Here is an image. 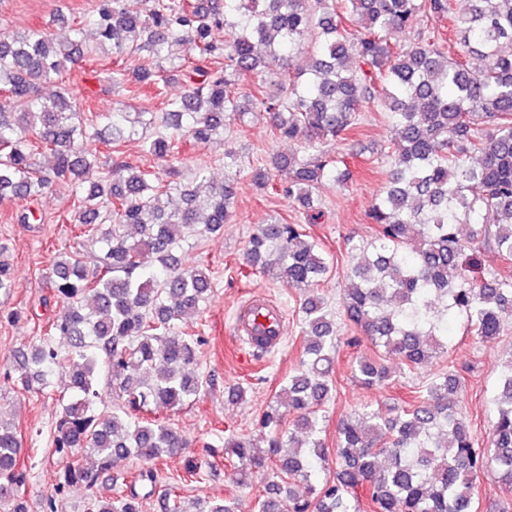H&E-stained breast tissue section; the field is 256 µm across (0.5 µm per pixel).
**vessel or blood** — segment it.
<instances>
[{
    "label": "vessel or blood",
    "mask_w": 512,
    "mask_h": 512,
    "mask_svg": "<svg viewBox=\"0 0 512 512\" xmlns=\"http://www.w3.org/2000/svg\"><path fill=\"white\" fill-rule=\"evenodd\" d=\"M235 328L240 340L252 354H265L279 348L283 342L284 315L278 306L257 292L238 312Z\"/></svg>",
    "instance_id": "1"
}]
</instances>
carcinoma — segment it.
I'll return each instance as SVG.
<instances>
[{"label": "carcinoma", "mask_w": 512, "mask_h": 512, "mask_svg": "<svg viewBox=\"0 0 512 512\" xmlns=\"http://www.w3.org/2000/svg\"><path fill=\"white\" fill-rule=\"evenodd\" d=\"M424 15L449 19L456 54L421 36L391 41ZM90 26L98 47L126 58L102 77L107 89L154 88L178 77L188 89L148 119L118 106L87 114L63 81L68 64L84 56L82 29L66 42L45 29L0 36V200H36L57 182L74 183L75 238L103 253L93 273L76 254L55 258L50 279L62 308L8 376L42 393L56 375L68 378L53 428L61 468L51 512L78 484L86 512H142L135 491L99 495V474L134 459L133 481L155 484L160 462L185 440L153 410H177L212 385L194 370L201 339L181 330L202 312L211 278L205 267L181 266L173 251L193 232L220 234L235 188L213 186L201 205L175 176L184 139L206 144L231 121L246 125L248 113L231 91L241 82L264 107L274 137L296 143L292 153L251 168V180L288 199L307 224L322 216L313 191L350 176L326 144L355 129L371 102L398 130L381 152L388 169L369 213L375 237L347 239L361 261L347 272L343 314L361 332L355 340L373 349L353 361L361 385L392 384L445 356L450 320L480 343L503 335L512 274L484 272L482 257L492 250L512 263V0H155L145 16L137 0H99ZM304 52L309 65L293 71L294 55ZM473 56L481 68L472 67ZM290 72L288 83L267 93L270 78ZM46 84L56 87L49 96ZM137 135L169 163L170 179L114 160L99 181L83 185L100 163L92 142L117 153ZM41 150L52 158L47 168L34 162ZM162 195L171 209L159 204ZM148 254L157 266L145 265ZM246 263L305 292L300 365L257 423L267 448L224 439L236 485L256 474L265 479L257 512H473L477 479L488 470L512 492V358L498 370L487 448L459 407L464 377L443 369L410 403L366 405L339 420L331 458L323 407L340 326L313 292L328 271L320 240L300 224H261ZM392 355L401 360L396 370L382 362ZM103 370L117 400L110 413L98 407ZM21 455L15 425L0 417V506L8 512H25L30 469ZM289 482L307 485L308 494L295 495ZM196 512H241V503L204 502Z\"/></svg>", "instance_id": "obj_1"}]
</instances>
